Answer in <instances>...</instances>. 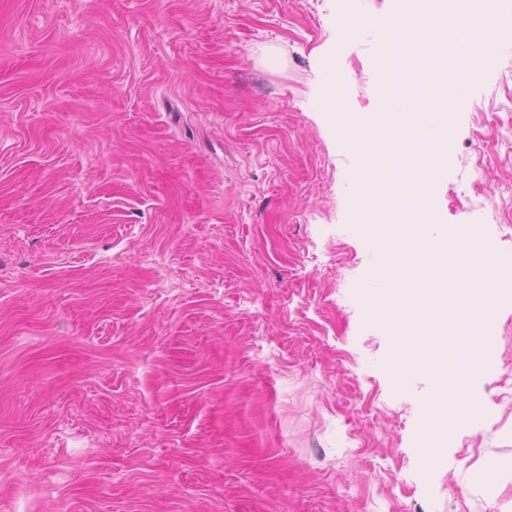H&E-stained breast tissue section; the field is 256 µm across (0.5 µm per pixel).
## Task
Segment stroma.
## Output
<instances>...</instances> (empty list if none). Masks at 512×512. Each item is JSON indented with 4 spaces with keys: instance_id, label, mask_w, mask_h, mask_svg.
I'll use <instances>...</instances> for the list:
<instances>
[{
    "instance_id": "1",
    "label": "stroma",
    "mask_w": 512,
    "mask_h": 512,
    "mask_svg": "<svg viewBox=\"0 0 512 512\" xmlns=\"http://www.w3.org/2000/svg\"><path fill=\"white\" fill-rule=\"evenodd\" d=\"M396 0H0V512H512V297L482 407L453 405L423 467L401 285L436 268L399 200L395 329L369 325L353 226L363 173L321 112L325 76L373 112L369 25ZM424 203L512 256V48L495 54Z\"/></svg>"
}]
</instances>
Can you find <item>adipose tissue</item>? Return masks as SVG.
Instances as JSON below:
<instances>
[{
  "instance_id": "adipose-tissue-1",
  "label": "adipose tissue",
  "mask_w": 512,
  "mask_h": 512,
  "mask_svg": "<svg viewBox=\"0 0 512 512\" xmlns=\"http://www.w3.org/2000/svg\"><path fill=\"white\" fill-rule=\"evenodd\" d=\"M329 92L326 95L322 109L329 112L348 147L354 148L357 156L364 162V168L369 176L362 184H350L348 192L353 196H365L371 199H381L388 195L390 185L383 179L382 172L391 162L382 139L378 134L379 128L389 120V101H382L381 111L363 114L348 112L344 109V82L340 74L332 73L326 78ZM387 221L386 211L380 209H364L356 226L365 239L368 250L376 266L382 267L395 262L397 254L393 251L387 238L381 232L382 224Z\"/></svg>"
}]
</instances>
